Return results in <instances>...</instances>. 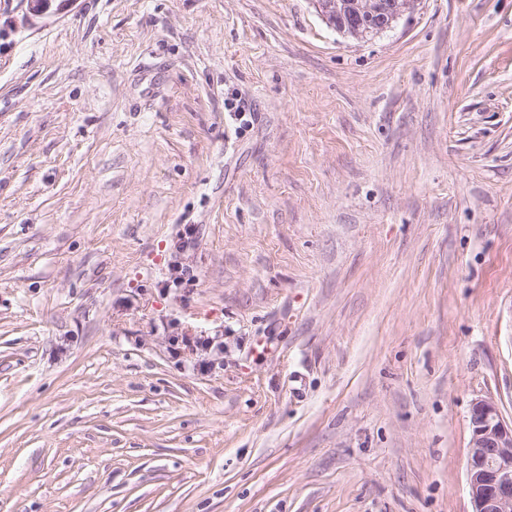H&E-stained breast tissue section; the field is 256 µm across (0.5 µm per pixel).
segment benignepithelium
Segmentation results:
<instances>
[{
	"label": "benign epithelium",
	"mask_w": 512,
	"mask_h": 512,
	"mask_svg": "<svg viewBox=\"0 0 512 512\" xmlns=\"http://www.w3.org/2000/svg\"><path fill=\"white\" fill-rule=\"evenodd\" d=\"M54 1L60 11L75 2L28 0L37 16L47 14ZM469 426L467 483L473 512H512V423L504 421L494 400L479 398L471 406Z\"/></svg>",
	"instance_id": "benign-epithelium-1"
}]
</instances>
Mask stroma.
Returning a JSON list of instances; mask_svg holds the SVG:
<instances>
[{
  "mask_svg": "<svg viewBox=\"0 0 512 512\" xmlns=\"http://www.w3.org/2000/svg\"><path fill=\"white\" fill-rule=\"evenodd\" d=\"M28 12L0 512H472L471 404L512 422V0L364 40L312 0Z\"/></svg>",
  "mask_w": 512,
  "mask_h": 512,
  "instance_id": "stroma-1",
  "label": "stroma"
}]
</instances>
